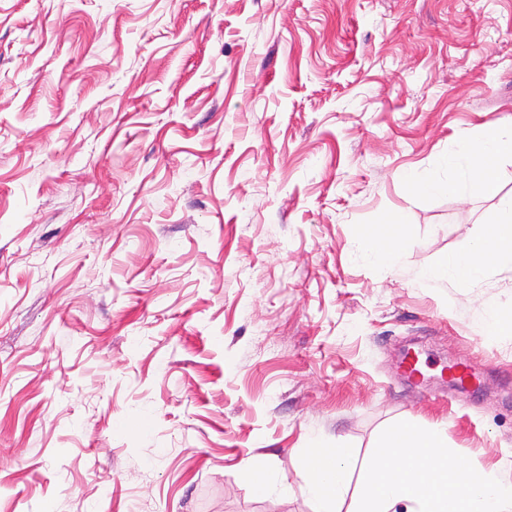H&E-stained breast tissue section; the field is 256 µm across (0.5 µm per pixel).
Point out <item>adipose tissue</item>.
<instances>
[{
  "label": "adipose tissue",
  "mask_w": 512,
  "mask_h": 512,
  "mask_svg": "<svg viewBox=\"0 0 512 512\" xmlns=\"http://www.w3.org/2000/svg\"><path fill=\"white\" fill-rule=\"evenodd\" d=\"M506 154L512 155V128L505 130L492 124L482 137L450 147L438 172L413 173L407 181L413 187L468 196L491 182L497 160ZM397 232V227L390 224L379 232H360L359 258L375 264L393 262L399 248L393 239ZM493 269L512 272V199L504 202L489 225L473 236L465 252L450 254L443 263L422 270L420 279L430 286L458 280L475 283Z\"/></svg>",
  "instance_id": "adipose-tissue-1"
}]
</instances>
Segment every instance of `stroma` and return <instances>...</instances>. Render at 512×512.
Listing matches in <instances>:
<instances>
[{"label": "stroma", "mask_w": 512, "mask_h": 512, "mask_svg": "<svg viewBox=\"0 0 512 512\" xmlns=\"http://www.w3.org/2000/svg\"><path fill=\"white\" fill-rule=\"evenodd\" d=\"M490 123L512 0H0V512H316L311 438L399 421L512 470V340L477 322L512 273L419 280L512 155L466 199L404 181ZM392 217L396 260L358 259ZM246 478L257 484L263 493L272 491L277 484L276 471L266 463L255 462L245 473Z\"/></svg>", "instance_id": "35a3bbf8"}]
</instances>
